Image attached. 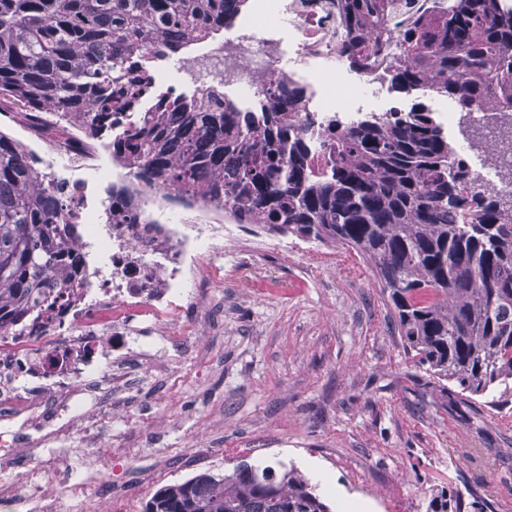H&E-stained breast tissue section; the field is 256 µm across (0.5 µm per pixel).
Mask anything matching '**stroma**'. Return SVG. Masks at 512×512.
<instances>
[{"instance_id":"35a3bbf8","label":"stroma","mask_w":512,"mask_h":512,"mask_svg":"<svg viewBox=\"0 0 512 512\" xmlns=\"http://www.w3.org/2000/svg\"><path fill=\"white\" fill-rule=\"evenodd\" d=\"M109 138L98 167L64 177L104 198ZM255 225L209 260L184 264L183 310L191 343L167 348L156 333L131 336L169 363L135 396L101 410L118 453L108 475L100 442L64 440L61 512L129 503L198 472L232 468L243 456L300 468L331 512H428L441 490L490 500L512 512V414L436 389L405 355L390 306L354 252L269 234L251 253ZM483 419L470 426L472 416ZM83 483L82 496L69 489Z\"/></svg>"}]
</instances>
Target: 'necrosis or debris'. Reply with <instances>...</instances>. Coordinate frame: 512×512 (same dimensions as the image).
Wrapping results in <instances>:
<instances>
[{
  "instance_id": "necrosis-or-debris-1",
  "label": "necrosis or debris",
  "mask_w": 512,
  "mask_h": 512,
  "mask_svg": "<svg viewBox=\"0 0 512 512\" xmlns=\"http://www.w3.org/2000/svg\"><path fill=\"white\" fill-rule=\"evenodd\" d=\"M341 35L335 0H249L223 39L208 43L202 60L192 61L187 72L198 86L223 85L244 112L255 110L268 74L282 72L304 83L305 110L313 121L335 114L349 124L364 117L385 82L369 72L342 83L348 65L336 50ZM486 140L493 151L473 168V177L511 205L512 127H497ZM112 182L134 192L141 221L165 215L167 243L143 247L144 266L134 269L120 246L104 241L111 251L107 263L92 270L93 285L73 297L60 324L35 334L0 336V411L12 419L0 428V464L15 456L20 430L33 436L27 449L30 478L22 486L0 482V512H60L55 489L63 457L56 445L70 435L94 433L102 399L131 392L139 382L112 360L118 336L135 318L159 331L169 347H186L189 333L178 326L183 306L173 299L182 286L181 271L170 263L194 256L203 244L211 253L222 252L225 240L236 234L230 210L198 203L172 209L171 193L139 187L122 168L113 171ZM147 266L165 278L160 295L140 288Z\"/></svg>"
}]
</instances>
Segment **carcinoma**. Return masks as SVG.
I'll list each match as a JSON object with an SVG mask.
<instances>
[{
	"instance_id": "cac0c4a2",
	"label": "carcinoma",
	"mask_w": 512,
	"mask_h": 512,
	"mask_svg": "<svg viewBox=\"0 0 512 512\" xmlns=\"http://www.w3.org/2000/svg\"><path fill=\"white\" fill-rule=\"evenodd\" d=\"M246 0H0V112L50 114L91 144L114 131L112 163L151 190L228 208L240 224L341 246L366 259L414 365L438 388L512 410V215L448 141L422 101L305 141V89L284 74L242 112L215 88H159L157 62L229 26ZM392 0H336L338 52L366 72L391 55ZM385 78L432 91L462 112L512 109V10L503 0L418 9ZM0 131V335L37 331L84 287L78 214ZM112 231L142 228L125 186L108 190ZM431 512H461L442 492ZM142 512H330L308 478L246 458L228 472L164 485Z\"/></svg>"
}]
</instances>
